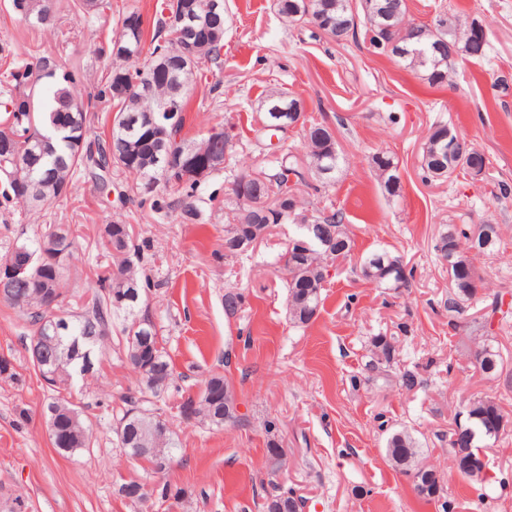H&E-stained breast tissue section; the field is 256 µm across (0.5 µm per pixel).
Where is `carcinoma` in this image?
<instances>
[{
    "label": "carcinoma",
    "instance_id": "cac0c4a2",
    "mask_svg": "<svg viewBox=\"0 0 512 512\" xmlns=\"http://www.w3.org/2000/svg\"><path fill=\"white\" fill-rule=\"evenodd\" d=\"M190 11L198 30L197 54L184 52L182 26L166 18L173 5L164 0L159 16L147 27L142 16L131 11L117 21L115 38L94 43V54L105 61L103 70L93 78L94 94L84 95V81L79 73L62 71L53 60L41 57L36 62L13 61L0 73V95L12 106V135L9 145L0 144V203L4 206L22 204L44 207L60 198L59 190L68 189L83 178L94 180L99 194H112V170L138 176L141 182L129 187V195H140L153 188L157 177L165 186L186 198L197 192L200 182L185 177L184 161L211 156L215 171L234 162L233 139L229 129L221 126L210 130L198 142L182 136L184 115L198 82L199 67L206 61L217 62L224 48V10L215 7V0H189ZM13 7L29 24L39 30L50 29L55 22L53 9L47 0H12ZM278 13L290 22H306L312 14L321 19V34L340 44L364 39L379 54L390 55L388 45L400 43L407 53L397 58L399 65L422 73L430 89H441L451 82L455 62L470 59L468 41L475 18L459 14L440 15L431 24L414 26L408 0H372L369 7L362 0H276ZM69 10L80 20L91 23L99 13L95 0H72ZM120 39L127 57H114V39ZM139 81L141 90L132 94L128 88ZM288 101L300 105L302 100L288 92L271 87L265 91L264 105ZM174 104L178 108L176 130L153 137L147 134L150 122L162 123L163 108ZM33 110L41 132L51 137L52 148L46 152L28 136V110ZM107 113L111 136L107 144L90 138L98 112ZM449 124L433 125L422 147L421 169L429 180L449 177L456 171L468 172V166H482L486 157L480 152L460 156L450 149L443 134ZM310 169L304 171L293 154V146L281 139L279 154L269 160L265 173L268 185L261 194L268 199L266 209L240 202L234 223L224 229V242H236L231 254L248 252L250 243L260 238L266 229L279 223L275 207L287 175L294 174L295 184L320 194L326 176L318 172L316 163L336 168L339 154L333 129L326 123H311L303 128ZM371 168L382 195L389 201L402 196L399 163L386 151L371 157ZM294 217L303 233L294 245L279 257L280 269L287 274L288 320L294 325L307 324L317 313L323 300L328 263L345 260L353 251L354 240L339 210L329 214L323 209L309 210L291 195ZM475 229H460L448 224L434 242L441 260L450 263L452 292L448 294V311L462 313L465 304L478 294L480 277L476 256L470 253ZM103 246L110 251L114 268L98 276L99 291L79 312L66 303L65 270L53 261L44 263L40 278L21 279L12 284L13 297L4 302L19 309L26 317L31 336L27 346L28 360L34 370L49 364L55 377L47 379V387L55 393L48 405L50 421L56 431L53 445L72 453L91 445L89 429L74 405L62 398L70 393L72 380L81 371H93V357L100 351L106 336L112 333V320L128 318L123 327L127 359L142 369L143 390L158 397L174 378V365L159 332L146 325L136 326L142 296L150 287L149 279L133 267L130 253L140 247L133 243L129 225L113 221L101 230ZM26 248L33 254L45 250L61 255V261L75 257L77 246L67 224H47L41 236L12 247L16 252ZM359 276L376 283V287L400 290L411 285L413 271L399 256L387 251L368 255L359 265ZM49 286L57 292L55 320L58 330L53 335L44 332L46 313L42 310L41 289ZM488 320L469 323V339L474 361L488 374L502 369V358L491 346L487 332ZM397 341L393 336L378 334L369 338L364 371L367 376L354 375L352 389L372 381H391L396 364ZM126 408L117 420L115 435L118 447L130 457L140 448H154L162 456L174 457L176 442L169 421L153 412L149 401L134 394L125 397ZM197 418L219 428L240 424L236 414V396L228 379L211 376L205 382L196 408ZM504 428L501 407L491 399L477 398L467 410L466 424L440 437L455 450L456 464L475 453V440L494 439ZM266 455L281 448L278 424L269 420L265 426ZM418 441L405 430H393L386 440L390 461L408 477L417 497L437 504L441 512H453L451 503L441 495L439 479L433 470L419 465ZM304 499L293 489L275 486L265 496V512H301Z\"/></svg>",
    "mask_w": 512,
    "mask_h": 512
}]
</instances>
